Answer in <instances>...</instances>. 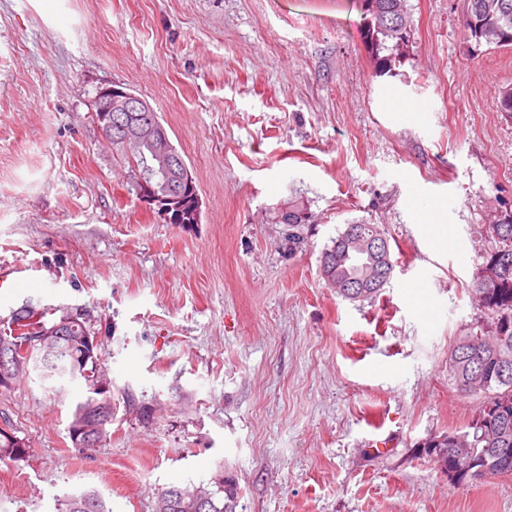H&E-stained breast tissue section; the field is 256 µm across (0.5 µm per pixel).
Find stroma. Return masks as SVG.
<instances>
[{
	"instance_id": "1",
	"label": "stroma",
	"mask_w": 512,
	"mask_h": 512,
	"mask_svg": "<svg viewBox=\"0 0 512 512\" xmlns=\"http://www.w3.org/2000/svg\"><path fill=\"white\" fill-rule=\"evenodd\" d=\"M407 5L390 77L358 0H0V324L26 304L83 310L112 383L86 456L67 432L83 385L0 392L30 448L0 461V512H58L82 489L155 512L159 489L221 466L237 512H512V475L453 485L421 446L482 402L448 357L489 321L469 287L485 224L512 208V120L495 106L512 49L475 48L463 0ZM115 84L161 113L199 223H166L131 189L93 119ZM295 200L310 215L296 240L278 221ZM436 200L448 248L423 225ZM361 222L396 266L354 302L319 255Z\"/></svg>"
}]
</instances>
